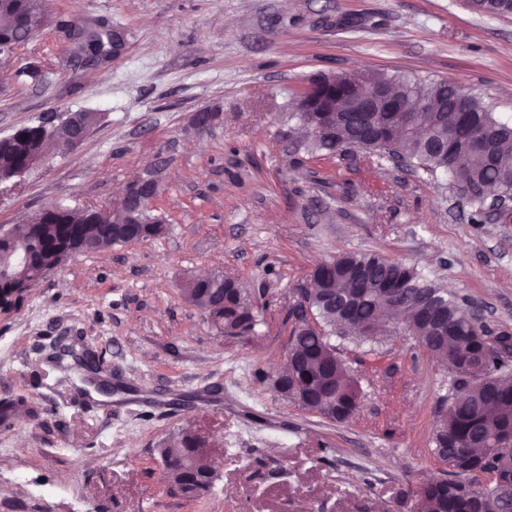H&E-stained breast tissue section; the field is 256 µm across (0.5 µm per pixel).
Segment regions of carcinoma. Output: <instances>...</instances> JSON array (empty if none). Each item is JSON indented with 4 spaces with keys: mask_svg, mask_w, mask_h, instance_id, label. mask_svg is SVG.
Wrapping results in <instances>:
<instances>
[{
    "mask_svg": "<svg viewBox=\"0 0 512 512\" xmlns=\"http://www.w3.org/2000/svg\"><path fill=\"white\" fill-rule=\"evenodd\" d=\"M485 15L512 12V0H474ZM43 10L42 0H0V13L9 25L0 26V42L17 46L31 34L24 20ZM308 112H290L288 127L299 134L306 151L332 156L355 141L391 159H401L426 174L448 175L453 185L477 206L482 221L489 196L512 191V119L467 96L471 111H458L456 88L435 81H409L395 75L356 74L341 83L318 75ZM395 86L408 112H377L374 120L362 112H342L365 87ZM336 107V135L315 133L317 124ZM483 133L494 140V162L477 144ZM29 150L53 151L63 139L28 125L13 132ZM26 154L0 145V172L25 164ZM113 223L97 220L89 208L60 205L43 211L25 224H16L0 239V289L16 291L39 282L69 255L119 245ZM336 270L318 266L317 287L301 293L290 348L296 352L295 372L310 386L331 378L326 394L313 391L292 402L331 421L346 422L360 403V389L331 339L353 337L373 344L382 336L402 332L412 336L448 371V395L439 408L433 433V453L448 466L446 477L417 490L402 492L416 500V512H512V333L487 326L476 331L461 312L457 296L417 267L374 253H345L334 260ZM184 297L205 311L208 322L226 337L256 335L259 307L237 280L213 275L190 278ZM221 296L224 305L213 312L205 304ZM321 322L312 324L307 314ZM206 441L182 431L158 448L163 477L170 492L191 501L211 491L218 479L202 451ZM489 477L484 484L481 477Z\"/></svg>",
    "mask_w": 512,
    "mask_h": 512,
    "instance_id": "cac0c4a2",
    "label": "carcinoma"
}]
</instances>
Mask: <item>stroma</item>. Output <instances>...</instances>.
<instances>
[{"instance_id": "1", "label": "stroma", "mask_w": 512, "mask_h": 512, "mask_svg": "<svg viewBox=\"0 0 512 512\" xmlns=\"http://www.w3.org/2000/svg\"><path fill=\"white\" fill-rule=\"evenodd\" d=\"M53 25L0 62V137L49 114L102 119L83 144L0 184V226L53 205L109 211L160 169L157 238L68 257L0 310V512H409L401 491L442 477L432 452L446 371L410 336L336 339L361 388L339 423L284 398L298 291L348 252L417 266L512 331V221L472 206L446 175L378 153L295 151L279 134L318 75L445 79L512 116V15L467 0H46ZM119 27L123 50L83 66L70 28ZM35 66L32 80L22 69ZM224 121L199 132L193 113ZM260 302L254 337H224L182 295L200 274ZM71 356L55 363L59 347ZM101 353V392L76 365ZM189 430L218 463L211 492L170 494L155 460Z\"/></svg>"}]
</instances>
